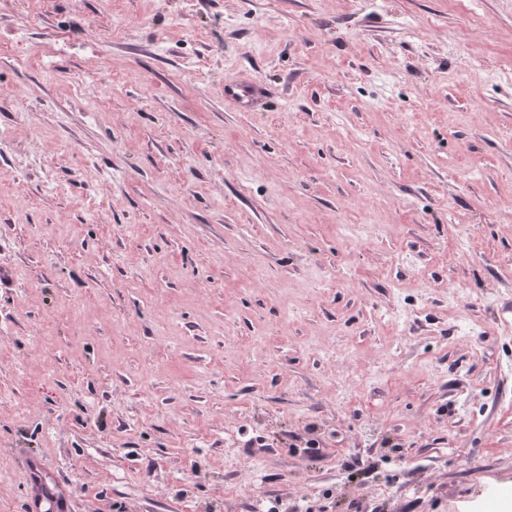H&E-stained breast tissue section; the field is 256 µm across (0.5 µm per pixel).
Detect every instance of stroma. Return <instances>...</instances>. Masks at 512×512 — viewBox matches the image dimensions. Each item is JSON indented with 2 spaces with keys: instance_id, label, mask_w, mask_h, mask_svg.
Returning <instances> with one entry per match:
<instances>
[{
  "instance_id": "obj_1",
  "label": "stroma",
  "mask_w": 512,
  "mask_h": 512,
  "mask_svg": "<svg viewBox=\"0 0 512 512\" xmlns=\"http://www.w3.org/2000/svg\"><path fill=\"white\" fill-rule=\"evenodd\" d=\"M477 7L0 0V512L33 459L72 512L512 485V0ZM268 93L265 87L243 76L224 80V101L240 112H254Z\"/></svg>"
}]
</instances>
